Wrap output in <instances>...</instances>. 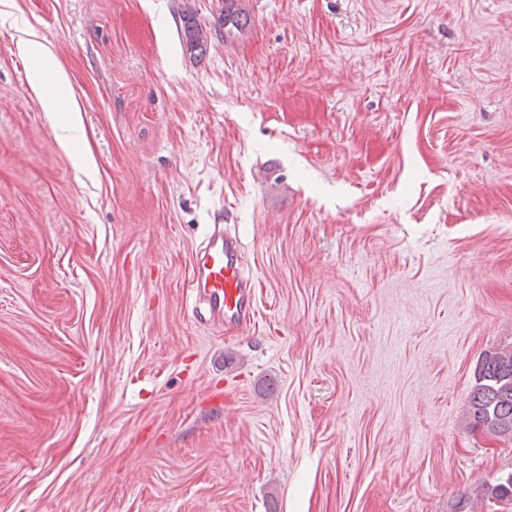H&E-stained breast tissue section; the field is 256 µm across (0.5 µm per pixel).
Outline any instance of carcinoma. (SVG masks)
Listing matches in <instances>:
<instances>
[{
	"mask_svg": "<svg viewBox=\"0 0 512 512\" xmlns=\"http://www.w3.org/2000/svg\"><path fill=\"white\" fill-rule=\"evenodd\" d=\"M222 14L224 37H241L250 29V16L241 0H224ZM209 37L194 16H184L181 38L188 51L203 56ZM467 421L471 428L512 433V348L498 347L482 356L467 406ZM483 496L496 501L512 497V472L486 482Z\"/></svg>",
	"mask_w": 512,
	"mask_h": 512,
	"instance_id": "obj_1",
	"label": "carcinoma"
}]
</instances>
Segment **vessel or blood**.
Masks as SVG:
<instances>
[{
	"instance_id": "vessel-or-blood-1",
	"label": "vessel or blood",
	"mask_w": 512,
	"mask_h": 512,
	"mask_svg": "<svg viewBox=\"0 0 512 512\" xmlns=\"http://www.w3.org/2000/svg\"><path fill=\"white\" fill-rule=\"evenodd\" d=\"M190 290L212 323L253 321L255 284L243 273L237 235L223 225L204 234L193 258Z\"/></svg>"
}]
</instances>
